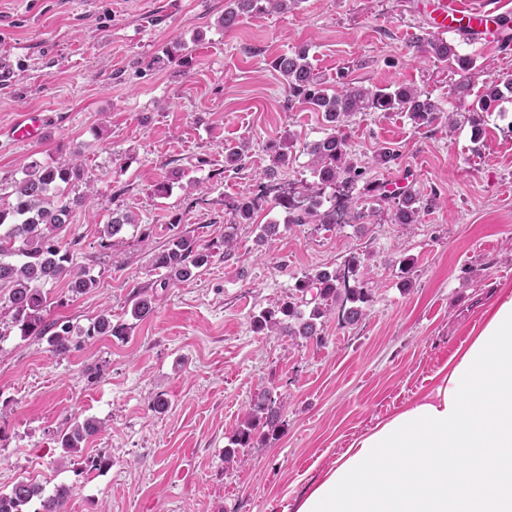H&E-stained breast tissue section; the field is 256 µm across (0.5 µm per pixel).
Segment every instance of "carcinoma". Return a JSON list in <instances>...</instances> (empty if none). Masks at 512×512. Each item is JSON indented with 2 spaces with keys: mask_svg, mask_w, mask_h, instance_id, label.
Here are the masks:
<instances>
[{
  "mask_svg": "<svg viewBox=\"0 0 512 512\" xmlns=\"http://www.w3.org/2000/svg\"><path fill=\"white\" fill-rule=\"evenodd\" d=\"M301 0H227L222 24L230 30L245 16L260 17L273 12L286 11ZM417 47L436 63L456 66L466 70L471 60L458 54L456 46L443 38L429 35L416 38ZM272 68L285 80L288 88V106L302 105L313 112L322 113L327 123L325 135L303 145L302 151L310 157V173L313 181L304 185L305 203L296 206L288 195L274 196V206L286 213V223L333 225L336 210L320 211L325 188L336 184L343 187L341 207L351 203V190L364 178L366 169L358 164L355 149L344 132L349 118L367 112H405L418 127L445 123L457 124V114L445 112L441 103L430 93L410 85L369 88L352 81H338L336 87L326 85L315 73L308 59V49L300 47L290 54L276 57ZM512 98V79L493 78L473 104L468 120L475 132H481L480 113L496 107L499 102ZM294 146L293 139L274 140L267 146L270 158L260 186L278 180L281 169L288 167V152ZM245 148H232L224 154V169L237 170L245 165ZM399 159L396 150L382 146L373 156L376 166L388 168ZM84 180L82 164L26 167L23 177L15 184V201L0 209V291L7 290L5 306L0 317L7 315L20 326L26 336L46 339L49 350L55 355L68 353L72 348V326L67 322L44 319L49 304L44 286L64 281L74 295H81L96 286V279L85 270L72 268L69 243L64 240L68 218L72 210L83 205L87 194L68 197V191ZM380 199L392 203V223L416 224L424 207L417 195L402 192H384ZM259 202L245 196L231 205L237 223L248 224L253 219ZM132 223L127 214H117L105 226L107 242L118 236L124 226ZM212 253L201 249L194 238L181 235L153 258L154 266L165 271L168 280L192 277L193 270L208 265ZM366 265L361 257L353 255L344 262L340 271L321 269L296 280L294 291L273 300L252 317L256 332H274L293 341L320 340L318 321L338 309L339 322L356 324L366 315L370 302L367 288ZM153 311V297L147 292L137 293L132 304V315L144 319ZM127 327L112 323V315H99L85 330L87 336L123 335ZM284 407L283 398L273 396L269 389L261 390L252 401L248 417L234 432L229 447L224 449V462L242 463L239 449L250 448L254 441L278 436L279 414ZM101 429V422L92 418L76 419L59 435V442L67 456L77 458L80 469H102L110 466V460L102 457H83L87 439ZM73 494V487L58 485L49 495L37 482L22 477L17 479L7 494H0V512H27V506L39 501L37 512H65V505Z\"/></svg>",
  "mask_w": 512,
  "mask_h": 512,
  "instance_id": "carcinoma-1",
  "label": "carcinoma"
}]
</instances>
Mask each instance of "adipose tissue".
<instances>
[{
    "label": "adipose tissue",
    "mask_w": 512,
    "mask_h": 512,
    "mask_svg": "<svg viewBox=\"0 0 512 512\" xmlns=\"http://www.w3.org/2000/svg\"><path fill=\"white\" fill-rule=\"evenodd\" d=\"M284 512H512V286L433 383Z\"/></svg>",
    "instance_id": "1"
}]
</instances>
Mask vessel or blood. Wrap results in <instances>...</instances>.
Segmentation results:
<instances>
[{"instance_id": "b4317fda", "label": "vessel or blood", "mask_w": 512, "mask_h": 512, "mask_svg": "<svg viewBox=\"0 0 512 512\" xmlns=\"http://www.w3.org/2000/svg\"><path fill=\"white\" fill-rule=\"evenodd\" d=\"M426 9L438 31L468 32L492 43L512 26V0H427ZM6 135L16 143H37L45 135V119L41 112L21 111Z\"/></svg>"}]
</instances>
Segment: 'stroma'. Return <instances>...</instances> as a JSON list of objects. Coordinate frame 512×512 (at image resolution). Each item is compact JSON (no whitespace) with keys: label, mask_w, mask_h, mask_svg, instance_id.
Segmentation results:
<instances>
[{"label":"stroma","mask_w":512,"mask_h":512,"mask_svg":"<svg viewBox=\"0 0 512 512\" xmlns=\"http://www.w3.org/2000/svg\"><path fill=\"white\" fill-rule=\"evenodd\" d=\"M224 3L0 0V58L14 70L0 85V206L27 165L80 152L93 197L72 211L65 237L75 267L97 280L77 296L65 282L47 286L45 319L79 330L70 353L53 355L16 326L0 337L1 493L26 477L48 492L72 486L67 512H282L354 438L429 388L496 288L512 285V101L482 114L481 138L466 119L487 81L512 79V42L448 34L472 62L460 71L416 53L430 25L423 0H301L228 31ZM175 38L190 54L155 63ZM302 45L328 85L341 74L367 87L412 85L460 119L423 128L402 112L349 119L359 159L382 146L401 154L356 185L358 222L289 224L266 203L252 223H233L228 206L254 191L267 142L326 131L321 113L289 106L271 67ZM461 81L468 97L454 91ZM25 109L48 118L35 145L1 134ZM240 145L246 167L225 170L226 150ZM386 183L436 203L419 223H392L391 205L370 192ZM116 211L133 222L108 247L103 229ZM266 224L277 234L261 245ZM228 232L234 252L193 277L168 283L154 267L177 236L203 246ZM353 255L365 259L371 290L360 322L330 317L318 344L254 331L252 315L297 278ZM139 290L155 302L142 320L131 315ZM105 310L126 335L83 336ZM263 387L288 399L282 432L229 466L224 448ZM159 397L165 408H155ZM73 417L102 422L85 452L110 467L80 473L68 463L58 436Z\"/></svg>","instance_id":"1"}]
</instances>
